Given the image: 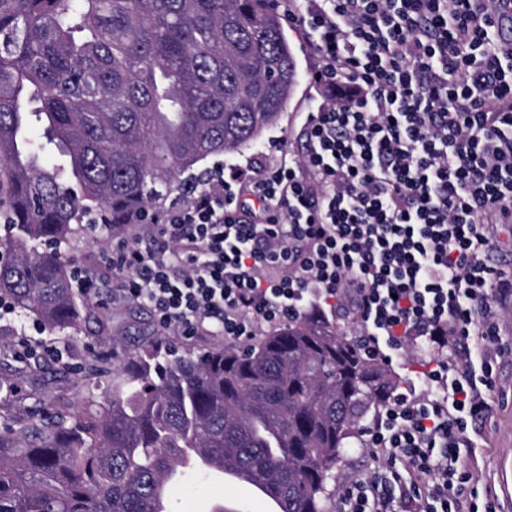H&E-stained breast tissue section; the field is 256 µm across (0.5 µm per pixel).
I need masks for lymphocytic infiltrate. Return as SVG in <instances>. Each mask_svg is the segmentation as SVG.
<instances>
[{
	"instance_id": "1",
	"label": "lymphocytic infiltrate",
	"mask_w": 512,
	"mask_h": 512,
	"mask_svg": "<svg viewBox=\"0 0 512 512\" xmlns=\"http://www.w3.org/2000/svg\"><path fill=\"white\" fill-rule=\"evenodd\" d=\"M304 31L321 98L303 160L218 167L115 232L112 296L143 300L160 332L236 340L312 311H352L383 362L432 353L426 391L397 388L362 431L374 465L341 512H474L454 468L483 418L512 273V0H279Z\"/></svg>"
}]
</instances>
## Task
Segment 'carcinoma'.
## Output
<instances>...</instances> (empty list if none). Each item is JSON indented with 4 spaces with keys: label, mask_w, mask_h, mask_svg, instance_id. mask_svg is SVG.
<instances>
[{
    "label": "carcinoma",
    "mask_w": 512,
    "mask_h": 512,
    "mask_svg": "<svg viewBox=\"0 0 512 512\" xmlns=\"http://www.w3.org/2000/svg\"><path fill=\"white\" fill-rule=\"evenodd\" d=\"M269 0H0V300L53 330L82 312L58 249L91 211L128 224L215 155L259 143L296 85ZM37 122L67 161L45 162ZM399 386L305 314L241 349L112 369L103 402L0 425V512H153L184 450L277 512H326L346 440Z\"/></svg>",
    "instance_id": "carcinoma-1"
}]
</instances>
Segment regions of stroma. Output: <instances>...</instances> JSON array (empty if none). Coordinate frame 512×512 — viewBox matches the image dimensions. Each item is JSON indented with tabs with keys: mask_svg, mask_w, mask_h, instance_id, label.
I'll return each mask as SVG.
<instances>
[{
	"mask_svg": "<svg viewBox=\"0 0 512 512\" xmlns=\"http://www.w3.org/2000/svg\"><path fill=\"white\" fill-rule=\"evenodd\" d=\"M300 78L276 126L264 133L259 146L233 154L210 157L206 165L213 168L227 163L247 166L271 145L302 156L306 139L302 131L303 114L307 112L314 91L306 76L314 64L303 31L285 27ZM111 236L93 237L85 228H77L61 248L72 266L97 273L107 253L112 250ZM82 304V318L77 331L35 332V317L20 313L0 318V382L18 386L12 401L32 405V393L50 396L55 405L68 410L80 407L88 393L86 369L94 359L113 363L131 356L139 340L155 342L160 348L175 347L180 351L200 352L224 346L222 336H197L187 340L178 336L158 335L151 309L145 304L129 302L113 304L112 279L101 277L96 297L74 295ZM24 336L31 342L49 343L62 351V359H19L9 350L14 337ZM504 355L494 372V384L488 393L489 409L483 422L469 429L473 447L461 449L457 468L469 472L477 504L493 499L495 512H512V319L504 320L500 331ZM204 480L187 478L171 490L172 512H211L216 503H224L233 512H272L252 487L227 481L214 485L211 494L198 493Z\"/></svg>",
	"mask_w": 512,
	"mask_h": 512,
	"instance_id": "1",
	"label": "stroma"
}]
</instances>
